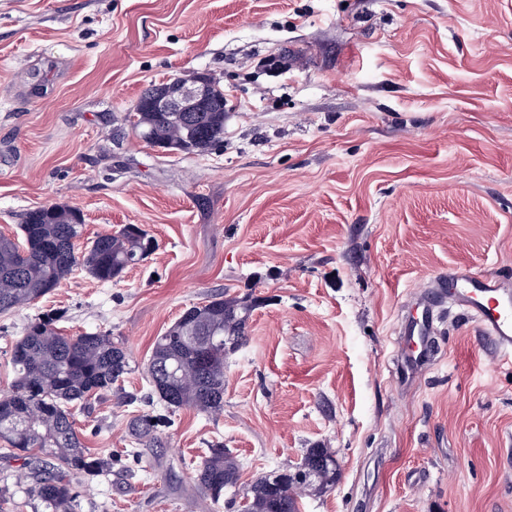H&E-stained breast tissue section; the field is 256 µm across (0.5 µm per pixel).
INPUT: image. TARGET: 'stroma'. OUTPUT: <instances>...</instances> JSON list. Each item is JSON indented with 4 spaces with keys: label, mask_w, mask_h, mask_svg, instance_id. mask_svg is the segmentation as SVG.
<instances>
[{
    "label": "stroma",
    "mask_w": 512,
    "mask_h": 512,
    "mask_svg": "<svg viewBox=\"0 0 512 512\" xmlns=\"http://www.w3.org/2000/svg\"><path fill=\"white\" fill-rule=\"evenodd\" d=\"M196 72L224 88V144L159 154L127 115ZM52 204L82 214L77 251L126 224L157 244L0 314V394L46 312L132 356L75 410L112 460L77 481L80 512H240L316 446L340 478L300 512H512V365L460 315L415 370L398 333L450 268L512 278V0H0V234ZM216 294L256 303L223 411L179 410L129 455L157 337ZM217 442L240 476L216 508L194 465ZM21 467L0 446V512H42Z\"/></svg>",
    "instance_id": "35a3bbf8"
}]
</instances>
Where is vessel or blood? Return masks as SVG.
Masks as SVG:
<instances>
[{"instance_id": "vessel-or-blood-1", "label": "vessel or blood", "mask_w": 512, "mask_h": 512, "mask_svg": "<svg viewBox=\"0 0 512 512\" xmlns=\"http://www.w3.org/2000/svg\"><path fill=\"white\" fill-rule=\"evenodd\" d=\"M418 318L401 329L406 336H426L443 310L472 320L503 359L512 358V284L503 279L457 268L448 273V295H431L416 304Z\"/></svg>"}]
</instances>
